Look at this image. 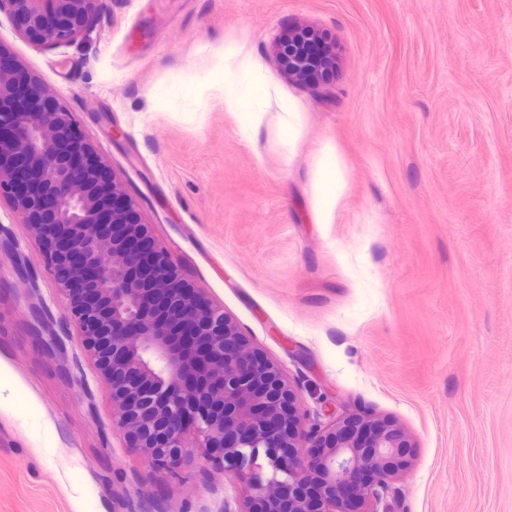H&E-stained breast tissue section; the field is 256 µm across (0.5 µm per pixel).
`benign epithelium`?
<instances>
[{"mask_svg": "<svg viewBox=\"0 0 512 512\" xmlns=\"http://www.w3.org/2000/svg\"><path fill=\"white\" fill-rule=\"evenodd\" d=\"M96 0H0L44 46L85 30ZM311 28L288 33L277 54L288 76L325 84L332 57ZM29 225L112 400L113 424L161 476L193 462L191 440L249 491L245 512H388L390 483L411 469L413 445L388 420L349 415L309 422L279 367L202 289L184 280L71 114L0 48V197ZM153 263L134 278L136 254ZM16 270L25 257L0 237ZM96 269L94 277L86 268ZM33 311L48 354L64 356L53 318ZM265 464L258 463L259 458ZM319 482L313 507L296 494Z\"/></svg>", "mask_w": 512, "mask_h": 512, "instance_id": "7a95c632", "label": "benign epithelium"}]
</instances>
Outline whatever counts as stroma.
Wrapping results in <instances>:
<instances>
[{
  "label": "stroma",
  "instance_id": "obj_1",
  "mask_svg": "<svg viewBox=\"0 0 512 512\" xmlns=\"http://www.w3.org/2000/svg\"><path fill=\"white\" fill-rule=\"evenodd\" d=\"M310 26L334 45L321 87L275 53ZM237 33L307 114L294 152L243 138L213 90L160 102ZM0 46L73 115L181 276L279 365L320 423L395 421L413 446L391 512H512V0H100L88 30L37 46L0 14ZM333 140L350 188L317 223L308 172ZM0 228V512H242L205 459L162 482L112 424L29 225ZM42 301L65 360L32 332ZM164 495H157L158 483Z\"/></svg>",
  "mask_w": 512,
  "mask_h": 512
}]
</instances>
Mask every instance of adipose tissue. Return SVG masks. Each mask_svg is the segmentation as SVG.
<instances>
[{"label":"adipose tissue","mask_w":512,"mask_h":512,"mask_svg":"<svg viewBox=\"0 0 512 512\" xmlns=\"http://www.w3.org/2000/svg\"><path fill=\"white\" fill-rule=\"evenodd\" d=\"M220 84L225 111L235 113L245 138L258 134L269 110L278 114L277 134L287 148L301 139L306 114L292 98L282 95L267 83L259 62L244 53L241 41L227 34L224 43L214 50L209 69H189L176 89L164 90L162 98L173 111L180 110L187 99L203 95L213 84ZM309 185L315 212L321 223H331L349 189L345 161L332 140L317 149L309 172Z\"/></svg>","instance_id":"obj_1"}]
</instances>
